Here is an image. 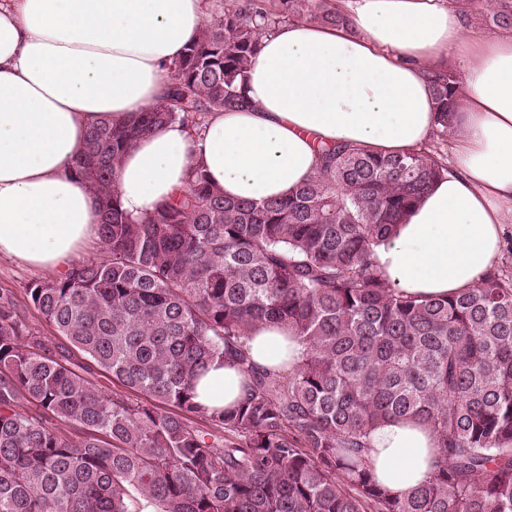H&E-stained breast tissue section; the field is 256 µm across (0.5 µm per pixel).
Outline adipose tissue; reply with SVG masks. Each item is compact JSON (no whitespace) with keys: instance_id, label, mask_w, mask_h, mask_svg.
<instances>
[{"instance_id":"ef3b65f1","label":"adipose tissue","mask_w":512,"mask_h":512,"mask_svg":"<svg viewBox=\"0 0 512 512\" xmlns=\"http://www.w3.org/2000/svg\"><path fill=\"white\" fill-rule=\"evenodd\" d=\"M343 30L293 21L265 35L247 77L253 107L208 114L141 138L116 183L144 215L185 189L195 165L230 200L283 198L318 167L319 148L420 151L435 129L429 71L457 61L464 98L448 171L375 249L392 288L445 298L490 272L512 222V30L481 37L451 0H352ZM203 0H0V256L65 272L98 239L99 208L72 163L91 125H121L154 103L164 67L197 40ZM259 366L289 369L302 350L268 327L248 344ZM245 390L214 363L197 386L206 407ZM425 424L390 420L371 434L378 483L405 496L432 472Z\"/></svg>"}]
</instances>
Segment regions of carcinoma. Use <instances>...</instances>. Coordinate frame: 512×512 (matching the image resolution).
Returning <instances> with one entry per match:
<instances>
[{"label": "carcinoma", "mask_w": 512, "mask_h": 512, "mask_svg": "<svg viewBox=\"0 0 512 512\" xmlns=\"http://www.w3.org/2000/svg\"><path fill=\"white\" fill-rule=\"evenodd\" d=\"M486 10L512 28V0ZM294 19L350 25L328 0H278L274 13L210 0L157 101L129 124L94 125L80 147L72 171L99 197L106 257L26 288L62 343L0 296V512H512V280L492 271L423 298L390 287L374 256L447 171L440 154L336 144L285 198L228 201L197 167L150 213L122 206L125 152L164 126L195 131L251 106L261 38ZM428 79L446 141L460 81ZM272 324L304 347L286 375L249 355ZM218 360L245 379L231 409L195 401ZM100 372L123 391L97 388ZM392 419L437 439L431 476L403 498L376 482L369 456Z\"/></svg>", "instance_id": "obj_1"}]
</instances>
